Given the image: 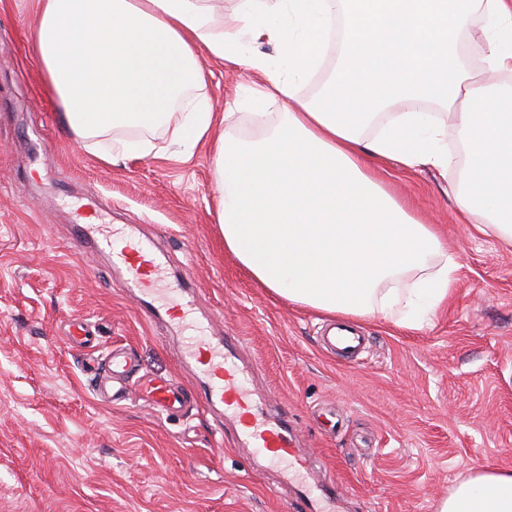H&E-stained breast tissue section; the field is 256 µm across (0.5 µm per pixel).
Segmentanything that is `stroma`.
Listing matches in <instances>:
<instances>
[{"label": "stroma", "instance_id": "35a3bbf8", "mask_svg": "<svg viewBox=\"0 0 512 512\" xmlns=\"http://www.w3.org/2000/svg\"><path fill=\"white\" fill-rule=\"evenodd\" d=\"M33 0H0V512H293L295 482L245 447L237 425L194 405L156 412L138 393L95 392L106 356L126 347L137 376L195 392L180 340L118 286L110 257L72 247L78 218L133 227L316 456L311 481L335 476L334 512H437L468 475L512 470V243L461 223L434 170L382 162L376 175L433 225L457 283L421 328L362 320L357 362L318 340L329 314L280 299L224 249L213 153L104 161L68 127L33 48ZM192 102L238 101L245 68L200 53ZM55 149L43 151L41 141ZM81 323L88 343L67 336Z\"/></svg>", "mask_w": 512, "mask_h": 512}]
</instances>
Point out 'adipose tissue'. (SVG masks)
<instances>
[{
  "mask_svg": "<svg viewBox=\"0 0 512 512\" xmlns=\"http://www.w3.org/2000/svg\"><path fill=\"white\" fill-rule=\"evenodd\" d=\"M215 2L38 0L34 50L75 136L94 146L135 129L120 149L150 154L146 132L204 86L203 50L259 75L254 131L217 130L193 106L175 139L186 155L210 142L224 247L279 297L409 328L447 300L458 264L375 178L378 162L456 170L462 220L512 243V0H233L227 25ZM331 37L332 72L302 97ZM260 43L277 59L251 52ZM438 512H512V470L459 481Z\"/></svg>",
  "mask_w": 512,
  "mask_h": 512,
  "instance_id": "adipose-tissue-1",
  "label": "adipose tissue"
}]
</instances>
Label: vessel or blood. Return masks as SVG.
<instances>
[{"mask_svg": "<svg viewBox=\"0 0 512 512\" xmlns=\"http://www.w3.org/2000/svg\"><path fill=\"white\" fill-rule=\"evenodd\" d=\"M89 237L100 251L111 255L113 267L121 273L122 288L135 295L144 308L165 314L176 328H191L179 357L204 379L205 403L237 420L242 439L248 446L261 449L270 465L284 469L300 465L292 421L265 412L264 398L254 388L248 370L237 363L231 344L224 336L196 324L195 300L183 297L181 284L168 282L150 244L130 233L115 238L112 228L104 224L77 225L75 245H82ZM366 343L362 331L345 323L327 326L321 336L323 350L346 362L364 352ZM137 390L169 414L181 412L189 401L184 391L165 379L147 380L138 384ZM337 493L332 481L322 484L315 494L302 485L297 489L296 502L301 512H318L321 503L334 501Z\"/></svg>", "mask_w": 512, "mask_h": 512, "instance_id": "obj_1", "label": "vessel or blood"}]
</instances>
